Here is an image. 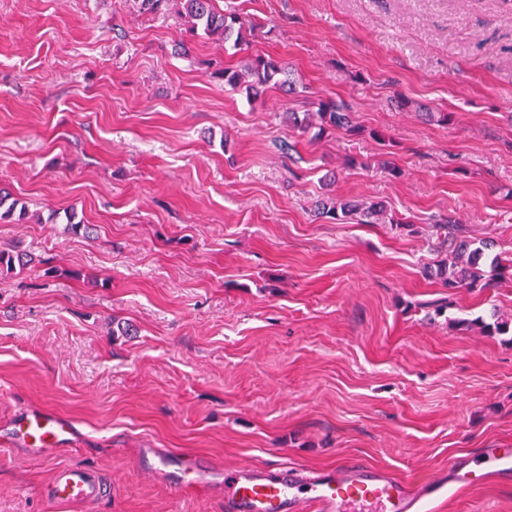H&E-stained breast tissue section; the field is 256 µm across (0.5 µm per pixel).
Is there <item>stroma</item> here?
I'll return each instance as SVG.
<instances>
[{"label": "stroma", "instance_id": "1", "mask_svg": "<svg viewBox=\"0 0 512 512\" xmlns=\"http://www.w3.org/2000/svg\"><path fill=\"white\" fill-rule=\"evenodd\" d=\"M217 4L255 23L247 51L175 54L182 21L134 0H0V188L28 209L0 249L34 258L0 272V426L44 408L77 427L0 452V512H224L229 467L360 458L417 483L512 448V339L455 325L512 315V274L451 291L426 272L441 216L512 258V0ZM256 53L297 91L226 86ZM336 97L364 134L283 119ZM328 193L414 229L316 217ZM147 448L192 452L207 485L173 496ZM60 464L107 497L56 505ZM422 512H512V480Z\"/></svg>", "mask_w": 512, "mask_h": 512}]
</instances>
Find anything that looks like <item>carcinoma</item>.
<instances>
[{
  "label": "carcinoma",
  "mask_w": 512,
  "mask_h": 512,
  "mask_svg": "<svg viewBox=\"0 0 512 512\" xmlns=\"http://www.w3.org/2000/svg\"><path fill=\"white\" fill-rule=\"evenodd\" d=\"M142 14L160 15L171 11L177 13L185 25V33L191 37L200 35L211 38L240 50L248 44L252 27L246 24L234 12H224L216 6V0H135ZM224 83L233 87H245L247 95L253 97L269 85H278L288 90L296 87L295 74L282 61L270 55H251L245 58L243 68L222 71ZM288 127L301 134H312V139L335 131L349 135L362 132V127L355 123L349 105L333 98L318 103L317 111L303 115L297 112L285 113ZM315 215L342 221L354 217L358 224H383L388 222L399 229L408 230L409 222L391 217L386 206L378 201L344 200L336 196H324L315 203ZM436 231L444 232L443 243L448 245L445 255L434 264L430 273L450 290L456 288H484L493 281L492 275H499L512 267V259L493 256L490 263L482 262L488 250V243L476 241L465 235L461 225L448 218L434 225ZM33 263L32 256L20 250H0V270L14 271L24 269ZM455 326L469 329L477 327L488 335L512 334V317L499 316L491 322L483 319L455 321Z\"/></svg>",
  "instance_id": "obj_1"
}]
</instances>
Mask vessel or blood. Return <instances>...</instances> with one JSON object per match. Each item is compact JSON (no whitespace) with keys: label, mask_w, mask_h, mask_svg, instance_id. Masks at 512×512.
<instances>
[{"label":"vessel or blood","mask_w":512,"mask_h":512,"mask_svg":"<svg viewBox=\"0 0 512 512\" xmlns=\"http://www.w3.org/2000/svg\"><path fill=\"white\" fill-rule=\"evenodd\" d=\"M9 443L39 453L69 445L75 424L60 414L34 408L20 411L6 424ZM485 466L467 459L454 460L446 474L421 488L390 472L360 460L335 467L306 471L297 467L278 470L241 465L224 472L225 512H419L425 498H442L448 484L475 490L496 478L512 476V448H487ZM177 465L171 488L175 494L200 487L206 481L195 455H155L156 473ZM51 499L59 504L91 503L107 487L96 470L74 465L57 466L52 474Z\"/></svg>","instance_id":"1"}]
</instances>
